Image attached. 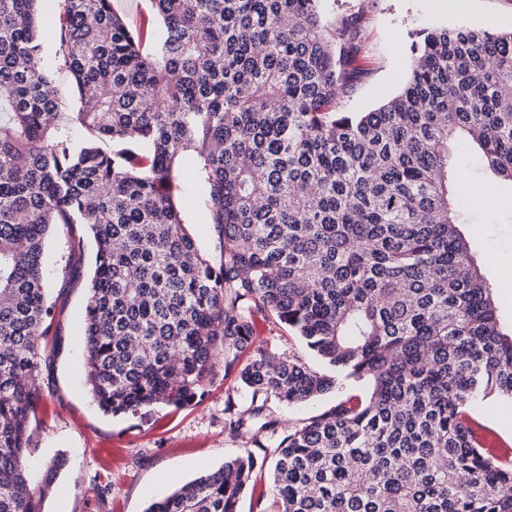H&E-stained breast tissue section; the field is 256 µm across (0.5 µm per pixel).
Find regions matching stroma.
I'll return each instance as SVG.
<instances>
[{
	"mask_svg": "<svg viewBox=\"0 0 512 512\" xmlns=\"http://www.w3.org/2000/svg\"><path fill=\"white\" fill-rule=\"evenodd\" d=\"M324 0L328 27L358 18L361 31L359 64L363 71L341 104L346 112H364L394 95L410 65L411 33L438 26L512 30V0ZM500 202L475 208L467 193L457 206L462 231L484 277L493 286L498 315L512 325V188L497 189ZM191 222L189 233L201 251L219 261L220 238L202 204L203 188L184 187ZM65 228L49 237L45 264L50 299L63 305L55 351L39 373L41 399L33 419L28 457L31 478L39 480L45 465L64 455L65 469L48 497L46 512H145L154 501L224 460L246 455L248 448L224 430V407L234 398L247 407L249 398L237 388L235 374L216 373L204 392L182 406L158 405L124 416L104 415L85 383L81 322L95 244L81 252L67 248ZM363 385L344 384L318 400L297 407L272 404L286 424L296 425L320 414L351 394L366 395ZM468 413L484 429L490 447L512 448V400L490 396L475 400Z\"/></svg>",
	"mask_w": 512,
	"mask_h": 512,
	"instance_id": "obj_1",
	"label": "stroma"
}]
</instances>
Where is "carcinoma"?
<instances>
[{
	"label": "carcinoma",
	"instance_id": "1",
	"mask_svg": "<svg viewBox=\"0 0 512 512\" xmlns=\"http://www.w3.org/2000/svg\"><path fill=\"white\" fill-rule=\"evenodd\" d=\"M42 0H0V512H44L63 458L26 469L48 336L50 230L96 251L82 327L93 401L113 415L180 405L218 360L250 397L229 436L275 456L273 512H512V460L475 442L467 408L512 399V331L460 229L448 144L512 185V31L422 30L400 92L336 109L359 74L357 19L322 0H151L132 28L112 0H62L63 102L42 65ZM208 192L213 264L187 230ZM319 359L275 352L255 318ZM251 359L239 366L241 354ZM367 383L287 426L294 406ZM253 452L145 512H237Z\"/></svg>",
	"mask_w": 512,
	"mask_h": 512
}]
</instances>
